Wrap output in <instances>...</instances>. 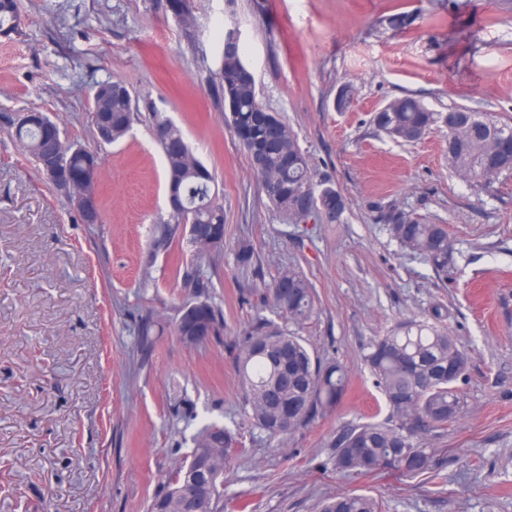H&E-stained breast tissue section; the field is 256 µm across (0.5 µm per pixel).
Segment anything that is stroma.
Returning a JSON list of instances; mask_svg holds the SVG:
<instances>
[{
    "mask_svg": "<svg viewBox=\"0 0 512 512\" xmlns=\"http://www.w3.org/2000/svg\"><path fill=\"white\" fill-rule=\"evenodd\" d=\"M18 6V35L0 37V113L38 108L97 146L103 221L82 223L0 125V512H146L206 423L242 434L220 488L224 512H317L347 492L383 512H512V175L473 191L448 168L446 128L396 143L371 123L408 94L439 112L461 106L512 122L503 0H193L190 27L167 0ZM400 11L415 13L410 29L386 25ZM218 23L239 30L259 99L292 127L315 182L343 195L336 221L288 220L262 194L209 84ZM112 77L183 129L224 205L210 290L223 336L189 347L168 328L145 361L138 308L149 302L172 320L192 298L183 272L196 257L186 242L151 250L169 208L148 122L95 143L89 89ZM343 88L352 102L340 112ZM381 204L447 225V271L390 238ZM243 240L255 249L248 267L236 260ZM291 265L315 291L296 332L345 368L349 386L333 412L273 439L242 423L228 345L256 321L285 326L264 297ZM437 304L469 358L458 419L424 439L418 473L336 470V437L389 416L364 348Z\"/></svg>",
    "mask_w": 512,
    "mask_h": 512,
    "instance_id": "obj_1",
    "label": "stroma"
}]
</instances>
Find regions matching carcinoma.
<instances>
[{
    "instance_id": "carcinoma-1",
    "label": "carcinoma",
    "mask_w": 512,
    "mask_h": 512,
    "mask_svg": "<svg viewBox=\"0 0 512 512\" xmlns=\"http://www.w3.org/2000/svg\"><path fill=\"white\" fill-rule=\"evenodd\" d=\"M19 31L17 0H0V35ZM215 96L224 104V122L246 129L253 138L270 144L260 164L252 165L261 192L283 215L291 218L303 200L325 208L335 207V196L319 194L306 155L293 130L283 119L273 127L261 124L256 82L244 61L242 47L221 55L218 70L209 77ZM91 125L97 141L111 144L122 139L138 118L136 102L120 78L92 85ZM463 122L448 128V165L480 191L502 174L512 161V124L497 123L467 107H456ZM443 113L434 112L414 96L386 104L372 115L375 128L395 142L420 140L441 126ZM149 119L154 129L164 128L182 151L161 148L167 183L180 196V208L170 210V222L155 240L167 251L185 239L195 249L197 269L188 282L194 298L177 309L174 329L187 345L196 336L224 335L222 311L209 300V279L203 267L219 260L224 239L212 237L224 225V208L212 195L213 173L194 155L183 132L165 113L153 107ZM0 120L15 129L17 145L32 159L51 151L69 158L72 166H101L98 153L87 146L74 152L77 141L63 127L50 143L37 126H16L5 112ZM76 212L84 224L102 223L98 181L78 191ZM381 221L392 239L412 253L422 255L437 271L448 269L453 250L448 248L444 224H422L396 206L384 208ZM279 313L293 324L307 320L314 308L312 283L298 269L282 270L269 290ZM432 321L403 322L375 339L364 352V362L390 411L385 424L367 423L340 434L334 444L337 470L369 475L382 469L414 473L426 466L418 441L436 428L454 421L462 408L455 384L465 374L467 355L445 326L447 312L433 309ZM160 317L151 308L137 315V349L151 356L156 336L162 334ZM234 367L242 388V407L248 425L270 437L293 435L316 418L331 412L347 389V375L335 361L313 356L302 337L288 329L256 322L248 333L233 341ZM235 434L216 423L203 425L193 437V448L175 463L148 506V512H223L219 508L217 478L235 451ZM320 512H382L371 496L342 493L327 498Z\"/></svg>"
}]
</instances>
